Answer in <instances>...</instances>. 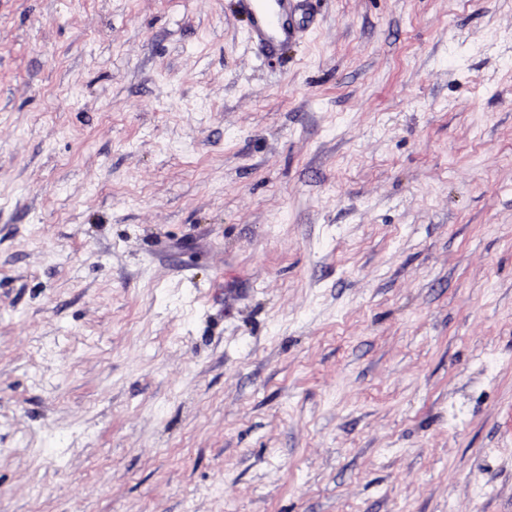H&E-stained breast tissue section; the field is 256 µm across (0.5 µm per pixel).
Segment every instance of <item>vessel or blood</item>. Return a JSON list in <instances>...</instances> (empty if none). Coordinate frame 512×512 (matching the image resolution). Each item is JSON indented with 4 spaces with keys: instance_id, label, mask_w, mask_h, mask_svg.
<instances>
[{
    "instance_id": "obj_1",
    "label": "vessel or blood",
    "mask_w": 512,
    "mask_h": 512,
    "mask_svg": "<svg viewBox=\"0 0 512 512\" xmlns=\"http://www.w3.org/2000/svg\"><path fill=\"white\" fill-rule=\"evenodd\" d=\"M252 40L274 49L295 42L298 31L293 23V0H238Z\"/></svg>"
}]
</instances>
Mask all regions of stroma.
Listing matches in <instances>:
<instances>
[{"label": "stroma", "mask_w": 512, "mask_h": 512, "mask_svg": "<svg viewBox=\"0 0 512 512\" xmlns=\"http://www.w3.org/2000/svg\"><path fill=\"white\" fill-rule=\"evenodd\" d=\"M0 512H512V0H0ZM239 11L250 27L251 40L274 49L296 41L293 23L295 0H237Z\"/></svg>", "instance_id": "35a3bbf8"}]
</instances>
